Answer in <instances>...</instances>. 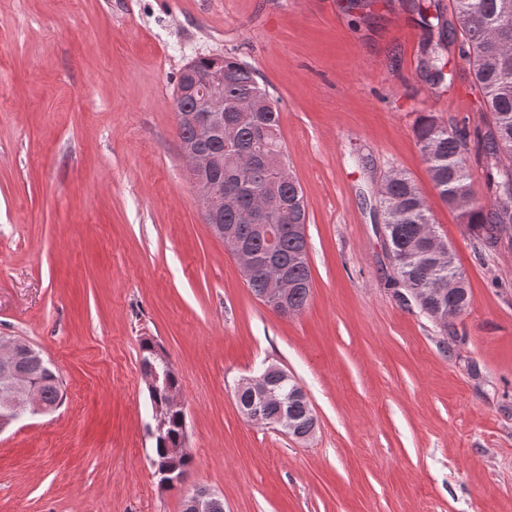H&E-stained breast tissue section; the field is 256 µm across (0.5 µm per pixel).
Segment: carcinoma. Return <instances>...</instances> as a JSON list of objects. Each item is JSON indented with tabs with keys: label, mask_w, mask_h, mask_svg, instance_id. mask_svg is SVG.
<instances>
[{
	"label": "carcinoma",
	"mask_w": 512,
	"mask_h": 512,
	"mask_svg": "<svg viewBox=\"0 0 512 512\" xmlns=\"http://www.w3.org/2000/svg\"><path fill=\"white\" fill-rule=\"evenodd\" d=\"M453 6L454 21L448 24V37L461 35L459 53L472 62L482 103L490 114L488 130L475 133L484 159L485 198L469 207L457 208L459 199L473 195L465 157L467 137L448 130L431 117H423L416 127L417 142L439 198L458 209L461 223L488 248L512 245V0H453ZM445 66L439 47L430 48L426 76L434 82L442 81ZM224 98L228 102L266 99L256 118V124L267 129L266 140L258 142L252 126L239 122V113L226 111L224 125L237 127L235 138L227 143L214 135L199 141V149L224 155V168L216 170L215 176L224 181V190L237 195L239 204L236 209L224 210V223L235 225L241 241L261 268V274L247 282V286L259 297L267 276L288 275L293 284L288 292V308L297 315L305 309L312 288L307 242L285 230L279 249L271 253L253 225L240 220V210L252 204L256 192L271 178V159L282 151L278 101L260 86L252 68L232 57L224 58ZM281 197L288 200V223H306L304 195L296 179L282 186ZM379 206L388 232V255L394 272L392 286L415 292L413 301L420 311L435 322L448 325V307L455 304L458 312L465 311L470 292L453 254L440 261L421 235L425 227L433 233L436 229L419 188L399 172L381 185ZM141 350V363L152 362L161 379L167 380L148 388L150 400L158 402L164 397L165 385L179 388L181 379L160 343L146 338ZM26 370L40 387V399L45 405L55 408L62 404L63 381L47 360L29 357ZM266 384L277 390L280 397L263 402L244 388L238 396L243 415L257 412L275 421L286 412L294 426L293 436L298 439L316 426L312 408L296 381L271 376ZM185 421L186 415L178 412L167 416L165 438L154 440L153 458H160L168 445L177 443Z\"/></svg>",
	"instance_id": "carcinoma-1"
}]
</instances>
